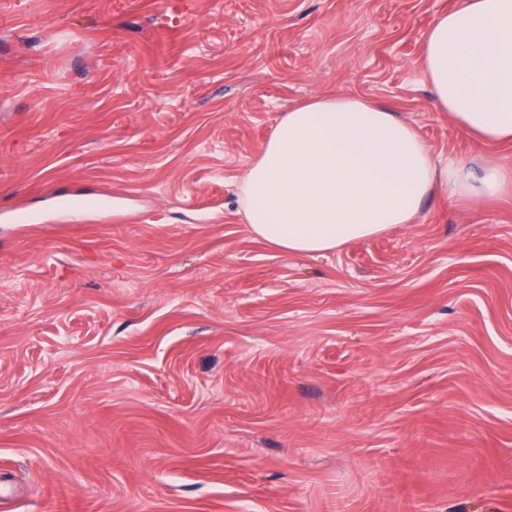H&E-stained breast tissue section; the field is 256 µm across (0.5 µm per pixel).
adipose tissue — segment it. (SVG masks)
I'll return each instance as SVG.
<instances>
[{"instance_id": "obj_1", "label": "adipose tissue", "mask_w": 512, "mask_h": 512, "mask_svg": "<svg viewBox=\"0 0 512 512\" xmlns=\"http://www.w3.org/2000/svg\"><path fill=\"white\" fill-rule=\"evenodd\" d=\"M422 67L433 105L476 141L512 143V0H462L427 33ZM512 192V167L437 156L398 112L323 96L281 115L238 183L252 235L321 255L411 224L424 202Z\"/></svg>"}]
</instances>
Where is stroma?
I'll return each mask as SVG.
<instances>
[{"mask_svg":"<svg viewBox=\"0 0 512 512\" xmlns=\"http://www.w3.org/2000/svg\"><path fill=\"white\" fill-rule=\"evenodd\" d=\"M460 0H0V512H512V193L295 256L238 181L281 114L432 105Z\"/></svg>","mask_w":512,"mask_h":512,"instance_id":"1","label":"stroma"}]
</instances>
